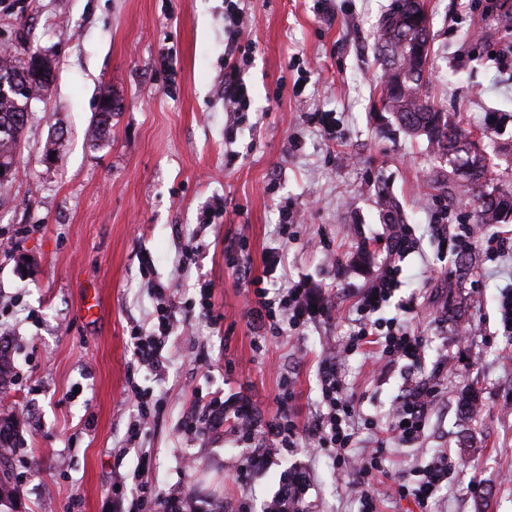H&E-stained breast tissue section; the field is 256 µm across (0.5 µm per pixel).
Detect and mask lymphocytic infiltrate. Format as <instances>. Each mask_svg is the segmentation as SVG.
Returning <instances> with one entry per match:
<instances>
[{
    "label": "lymphocytic infiltrate",
    "instance_id": "f902f5d3",
    "mask_svg": "<svg viewBox=\"0 0 512 512\" xmlns=\"http://www.w3.org/2000/svg\"><path fill=\"white\" fill-rule=\"evenodd\" d=\"M432 234L445 236V244L453 252L481 246L485 255L498 258L512 251V236L497 232L480 237L469 234L447 236L442 224L431 225ZM389 257L370 284L362 288L355 302V329L342 345V355L358 349H373L378 361L391 365L400 361L408 367L420 364L426 339L416 334L403 319L382 320L381 311L392 303L402 282L399 259L414 253L418 241L403 226L392 228L387 242ZM253 290V305L248 314L270 329L288 327L298 331L308 325L331 318L332 310L319 289L310 287L303 280L289 281L287 286L269 292L261 279H249ZM156 330L154 335L131 338L132 355L138 365L160 372L165 368L162 355L165 339L174 332L178 320L176 304L166 294L164 287L154 289ZM322 400L325 412L319 413L306 427L300 428L289 420L286 412H279L266 422L263 429H256L249 405H242L233 414L235 425L241 426L247 437L262 434L269 443L285 448L296 447L299 438L311 440L314 451L331 454L337 469L352 473L354 489L361 504L360 512H377L374 480L379 469L378 452L359 453L360 441L356 427L375 428V421L362 409L360 398L349 392L338 376L335 358L324 359L319 368ZM441 394L439 384L418 387L412 394L400 398L390 415L389 429L400 444L419 442L424 434L429 410ZM448 480V455L440 453L423 467L395 477L392 493L399 497H412L421 507H428L443 483ZM310 473L297 467L281 480L279 489L266 507V512H307L306 496L310 490Z\"/></svg>",
    "mask_w": 512,
    "mask_h": 512
}]
</instances>
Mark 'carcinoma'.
Instances as JSON below:
<instances>
[{"instance_id":"1","label":"carcinoma","mask_w":512,"mask_h":512,"mask_svg":"<svg viewBox=\"0 0 512 512\" xmlns=\"http://www.w3.org/2000/svg\"><path fill=\"white\" fill-rule=\"evenodd\" d=\"M424 0H395L394 7L380 20L377 43L381 51V66L385 85L382 91L383 110L394 114L407 131L427 135L438 156L448 162L453 177L444 188L448 193L470 197L474 203L477 224H496L501 217L512 213V190L503 188V178L489 169L484 138L473 140L462 132L448 113L435 109L423 87L426 73L418 68L414 54L429 47L427 28L417 30L412 17L420 12ZM46 76L32 74L26 90H7L0 93V126L11 133H0V159H9L18 149L22 137L28 135V113L24 112L29 96L44 89ZM468 168L471 173L460 172ZM13 377V363L0 350V393L6 392ZM19 420L0 418V459L4 451H13L15 429Z\"/></svg>"}]
</instances>
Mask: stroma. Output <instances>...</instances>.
I'll list each match as a JSON object with an SVG mask.
<instances>
[{"mask_svg":"<svg viewBox=\"0 0 512 512\" xmlns=\"http://www.w3.org/2000/svg\"><path fill=\"white\" fill-rule=\"evenodd\" d=\"M394 0H245L244 69L251 108L225 131L224 0H0V48L47 57L53 76L33 100L18 173L0 191V345L14 377L0 416L21 420L6 465L17 512H117L112 483L131 475L164 495L195 496L199 512H261L296 465L311 469L315 512H359L349 476L325 454L281 450L241 485L249 458L233 425L189 431L209 404L248 402L256 425L291 390V418L319 409L318 365L353 328V307L387 256L388 218L413 228L418 250L401 260L398 299L426 336L420 365L373 373L366 351L337 364L378 417L384 470L409 471L438 450L448 487L427 512H512V336L497 298L512 256H454L427 224L446 211L471 226L474 205L428 186L441 161L426 136L381 111L376 28ZM432 35L426 94L460 128L489 133L497 171L512 170V0H426ZM116 99L110 134L88 128L104 96ZM336 117L325 133L317 114ZM500 118L495 129L484 119ZM56 139L54 155L45 143ZM223 214L206 217L212 197ZM200 251L181 264L182 250ZM283 248L289 279L322 289L335 319L297 336L261 334L245 314L243 271L267 276ZM233 256H226V249ZM181 307L210 286L213 321L175 330L159 378L135 366L130 338L153 325L154 286ZM291 387H284L283 377ZM445 387L419 446L398 448L384 423L397 397ZM165 403L136 439L130 397Z\"/></svg>","mask_w":512,"mask_h":512,"instance_id":"obj_1","label":"stroma"}]
</instances>
